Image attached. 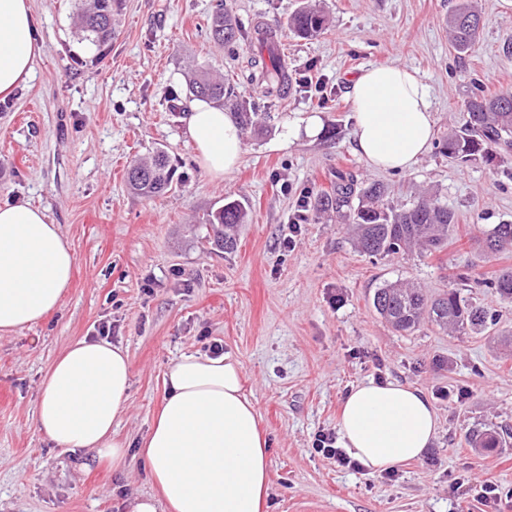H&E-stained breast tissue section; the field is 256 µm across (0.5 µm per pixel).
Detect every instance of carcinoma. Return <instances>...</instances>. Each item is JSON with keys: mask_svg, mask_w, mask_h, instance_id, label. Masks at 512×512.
<instances>
[{"mask_svg": "<svg viewBox=\"0 0 512 512\" xmlns=\"http://www.w3.org/2000/svg\"><path fill=\"white\" fill-rule=\"evenodd\" d=\"M112 2L86 0L82 8L80 32L82 39L104 43L115 36ZM448 35L459 53L469 52L482 25L481 16L462 2L448 14ZM328 19L313 0H302L300 7L288 19L285 31L300 38L317 37L327 30ZM242 28L237 18L219 0L210 20V35L221 45H233ZM258 53L250 58L254 69L252 81L264 86L263 97L282 95L288 91V71L273 54H264L278 38V30L257 24L253 27ZM190 93L208 98L231 113L241 129L253 125L258 102L240 94L229 79H218L204 70H194L188 76ZM467 119L458 130L448 134L440 145V154L458 164L479 157L490 159L512 151V90L486 95L478 88L471 91L465 102ZM130 189L152 197L171 188L172 165L167 153L157 151L146 162H135L126 172ZM387 190L381 183L358 187L350 172H339L333 191L320 196L317 206L333 210L344 223L353 226L360 251L368 256H389L418 247L424 251H439L448 244L454 230L453 211L433 197L423 195L409 206L394 208L386 203ZM247 219V210L238 199H225L224 206L207 214L204 223L214 235L224 241V249L234 248L236 241L230 231ZM512 250V224H499L482 241L485 255ZM473 288H491L505 302L512 303V268L500 270L492 279L473 280ZM375 311L396 331L412 332L428 320L448 328L453 333L480 334L493 325V317L472 298L457 288L437 297H428L422 289L407 281L387 282L374 291ZM503 441L495 430H476L469 434L472 448H496Z\"/></svg>", "mask_w": 512, "mask_h": 512, "instance_id": "carcinoma-1", "label": "carcinoma"}]
</instances>
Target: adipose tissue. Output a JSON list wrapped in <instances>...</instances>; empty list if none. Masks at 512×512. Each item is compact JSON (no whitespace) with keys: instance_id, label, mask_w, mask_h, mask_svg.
<instances>
[{"instance_id":"1","label":"adipose tissue","mask_w":512,"mask_h":512,"mask_svg":"<svg viewBox=\"0 0 512 512\" xmlns=\"http://www.w3.org/2000/svg\"><path fill=\"white\" fill-rule=\"evenodd\" d=\"M30 0H0V95L30 77L40 54ZM356 151L377 170L408 171L429 151V91L415 70L384 64L363 70L350 89ZM186 135L211 179L238 166L241 131L223 109L189 105ZM75 257L58 225L28 204L0 205V335L29 327L63 303ZM244 367L232 354L186 353L165 374L166 396L140 443L150 493L130 512H260L270 486L268 441L242 391ZM131 367L126 349L80 339L56 358L40 387L33 425L71 452L123 466L128 444L112 425L126 410ZM438 414L421 390L368 381L345 395L340 444L368 472L421 458L436 437Z\"/></svg>"}]
</instances>
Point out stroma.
I'll use <instances>...</instances> for the list:
<instances>
[{
  "instance_id": "1",
  "label": "stroma",
  "mask_w": 512,
  "mask_h": 512,
  "mask_svg": "<svg viewBox=\"0 0 512 512\" xmlns=\"http://www.w3.org/2000/svg\"><path fill=\"white\" fill-rule=\"evenodd\" d=\"M82 0H31L42 42L33 71L0 98V204L28 203L59 225L75 257L62 307L0 337V512H127L147 493L143 459L112 469L35 430L39 386L72 341L112 343L130 358L132 386L116 429L138 440L165 397L164 373L181 354L229 352L243 364V391L269 441L271 488L263 512H512V438L473 449L472 429L512 427V303L473 290L495 310L487 333L456 335L431 324L397 333L374 310L384 283L409 279L429 294L512 267V251L489 258L475 245L492 224L512 223V155L456 165L430 148L413 169H372L353 149L348 89L360 70L395 63L427 85L435 139L459 127L472 82L487 93L512 88V0H471L484 18L475 49L457 54L446 20L459 0H319L321 36L283 37L292 84L261 99L256 128L243 131L237 169L213 181L186 135L193 96L186 75L205 69L250 93L246 68L255 23L285 26L300 0H226L244 31L215 44L216 0H119L117 35L91 44L77 32ZM320 114L335 138L276 146L280 120ZM168 152L172 187L131 192L132 161ZM379 182L400 205L432 194L457 218L447 249L386 257L360 253L334 212L307 211L330 191L336 170ZM248 218L224 250L203 222L225 197ZM395 380L422 390L439 431L420 460L381 474L340 466L313 446L338 430L345 393ZM499 487L496 504L481 497Z\"/></svg>"
}]
</instances>
